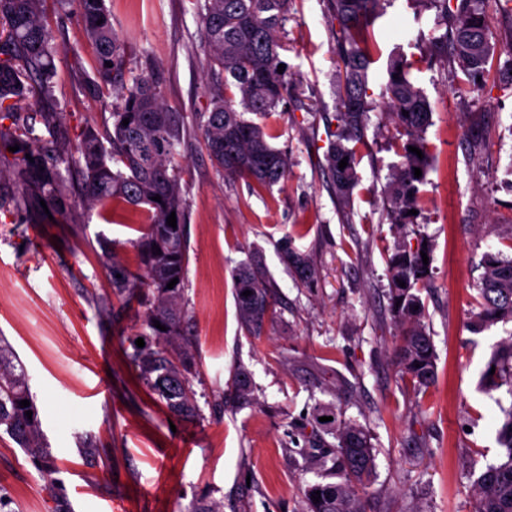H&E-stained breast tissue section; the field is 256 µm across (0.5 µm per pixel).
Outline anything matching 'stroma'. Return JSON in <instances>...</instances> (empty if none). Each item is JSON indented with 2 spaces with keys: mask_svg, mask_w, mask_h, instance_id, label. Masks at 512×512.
Instances as JSON below:
<instances>
[{
  "mask_svg": "<svg viewBox=\"0 0 512 512\" xmlns=\"http://www.w3.org/2000/svg\"><path fill=\"white\" fill-rule=\"evenodd\" d=\"M127 48L126 68L156 72L169 111L187 135L175 162L188 214L184 302L193 349L194 418L168 411L140 380L130 340L137 303L112 295L107 265H136L139 209L105 222L82 204L76 169L64 174L76 202L71 217L33 218L16 205L10 156L0 157V335L31 381L57 477L71 512H302L307 485L333 479V462L304 454L314 407L371 437L376 474L367 512H474L477 480L496 463L505 390L486 392L481 375L512 322L477 333L481 262L512 256V0H483L491 62L481 81L455 58L412 70L433 112V151L414 225L433 244L430 284L420 291L423 323L437 354L436 379L421 386L397 363L400 326L388 299V260L400 238L386 216L385 187L398 163V134L383 91L391 56L431 51L445 26L423 0H383L370 29L371 109L353 148L359 180L336 197L326 155L336 139L339 70L329 0H293L279 32L288 97L264 120L288 172L255 192L212 165L198 130L215 91L234 87L211 70L196 0H106ZM58 50L52 94L58 136L76 142L84 127L104 130L117 102L111 87L88 93L98 55L74 14L47 7ZM291 240L316 270L310 286L283 262ZM259 261L274 304L259 336L241 323L232 272ZM251 374L239 402L234 374ZM107 387L96 391L98 381ZM98 451L84 455L79 440ZM0 512H52L46 480L0 432Z\"/></svg>",
  "mask_w": 512,
  "mask_h": 512,
  "instance_id": "stroma-1",
  "label": "stroma"
}]
</instances>
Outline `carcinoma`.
I'll return each instance as SVG.
<instances>
[{
	"label": "carcinoma",
	"mask_w": 512,
	"mask_h": 512,
	"mask_svg": "<svg viewBox=\"0 0 512 512\" xmlns=\"http://www.w3.org/2000/svg\"><path fill=\"white\" fill-rule=\"evenodd\" d=\"M48 0H0V156L17 145L13 167L21 201L31 210H48L67 217L71 202L62 184L60 165L73 163L81 173L89 204L112 206L118 215L125 205L143 209L146 225L138 244L139 272L111 263L107 266L112 295L127 304L128 293L144 289L140 304L145 307L141 335L149 337L145 346L133 347L129 358L139 368L149 391L165 402L170 412L190 417L196 413L195 392L191 387L192 364L186 354L173 347L182 335L185 311L181 306L185 274L189 262L186 233L187 212L174 164L176 147L185 128L177 112L168 111L160 100V82L152 73L130 75L125 68L126 49L112 28L105 0H56L64 7L76 4L75 14L98 49V80L87 86L96 95L100 84L112 86L120 103L112 108V126L105 134L86 129L75 147L58 141L53 131L58 117L39 113L40 123L50 132L47 138L34 136L31 116L22 112L26 102L52 87L53 56L56 51L52 28L45 19ZM382 0H330L332 21L338 26V65L343 71L339 87L337 118L348 137L361 138L368 120L367 73L371 63L369 28L379 14ZM447 22L442 39L435 47L452 49L469 77L488 73L491 48L488 23L479 7L480 0H427ZM290 0H204L200 20L208 47L210 67H218L224 80L231 81L239 104L217 92L211 109L200 116L205 148L216 171L226 178H244L253 190H267L286 175L288 159L271 145L273 135L259 119L275 111L288 95V80L278 73L281 64L276 32L286 20ZM112 66H105V62ZM412 64L402 56L391 58L385 93L387 108L396 128L406 136L401 146L402 161L390 174L387 184V216L398 228L413 223L408 214L418 209L419 186L430 170V153L425 139L432 125L429 102L423 91L408 78ZM398 78H393V75ZM408 115H403V112ZM249 113L255 119L248 120ZM129 120L123 125V120ZM10 121V125L2 121ZM414 146L423 158L409 151ZM34 161H29V158ZM348 158L347 166L339 162ZM336 196L349 198L358 181L354 152L337 143L328 154ZM419 168L422 176L414 177ZM160 196L161 201L152 197ZM176 215L177 227L167 224ZM417 238L416 246L402 244L389 260L391 310L402 324L397 351L401 371L422 386L434 382L436 349L423 324L424 306L419 287L429 283L431 265L423 264L421 253H431ZM160 248L156 254L153 246ZM283 261L303 284L313 281L316 271L306 254L286 245ZM478 312L470 325L480 331L498 322L512 321V257L488 253L482 261ZM237 305L242 323L253 336L261 335L270 294L265 273L251 263L234 270ZM178 283L169 289L172 279ZM405 287H400L399 282ZM249 290L251 294L243 295ZM166 327L162 331L155 322ZM11 344L0 336V430L7 433L49 482L56 502L53 512H67L59 498L56 458L43 431L37 405L30 390L27 372L14 364ZM237 397L246 403L251 397L249 374L240 370L234 379ZM481 384L488 392L507 388L512 396V339L496 346L482 374ZM30 405L20 407V401ZM32 412L27 418L25 412ZM505 422L499 432L504 456L487 466L480 476L475 512H512V407L503 410ZM323 416H336L335 408H314L312 438L327 434L336 438L333 458L339 482H317L303 491L305 512H366L363 490L375 473V454L369 433L359 424L337 420L321 422ZM320 492L321 501L311 496Z\"/></svg>",
	"instance_id": "carcinoma-1"
}]
</instances>
